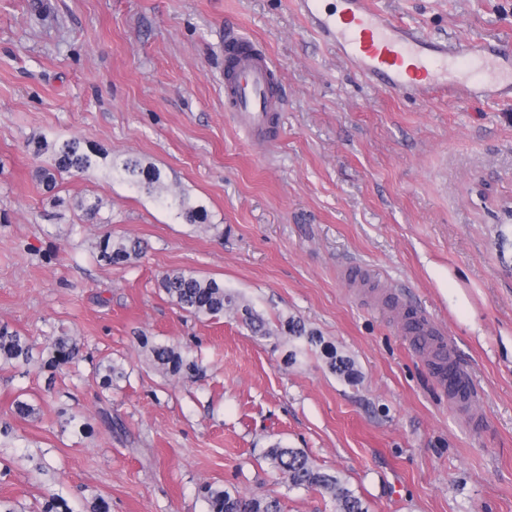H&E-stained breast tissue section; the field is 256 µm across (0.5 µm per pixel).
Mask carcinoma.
<instances>
[{
  "instance_id": "carcinoma-1",
  "label": "carcinoma",
  "mask_w": 512,
  "mask_h": 512,
  "mask_svg": "<svg viewBox=\"0 0 512 512\" xmlns=\"http://www.w3.org/2000/svg\"><path fill=\"white\" fill-rule=\"evenodd\" d=\"M103 153L94 148H85L81 142L72 139L54 146V164L41 171V179L46 189L52 191L57 186V175L61 173H82L97 163ZM115 177L130 187L143 189L156 195L157 201L164 207L176 212V216L189 224H199L206 220L203 206L193 205L182 194L168 189L161 171L146 167L139 160L127 158L112 164ZM142 253V245L135 239L110 236L103 238L97 245L99 260L112 266H126ZM159 287L180 309L191 316L215 317L224 311L234 309L241 313L242 319L255 331L268 334L264 319L252 307L241 304L238 298L224 288V282L210 277H198L192 273L168 272L162 276ZM285 332L294 340H302L309 346H316L321 339L305 330L293 321H285ZM142 348L149 353L153 365L162 373L192 381L201 373L198 361L191 356V349L181 343H158L147 336L138 337ZM80 346L67 335L51 336L48 343L37 350L29 337L17 330L0 327V368L35 367L39 372L49 373L54 380L63 368L80 358ZM328 366L332 372L347 379L355 376L353 362L327 351ZM95 375L100 379L104 390L127 378V372L120 364L109 361L99 365ZM12 415L21 420L35 412L28 401L15 397L10 406ZM14 428L6 423L0 426V461L9 452L16 449ZM265 458L271 467L288 480V488L305 489L326 493L336 506V512H368L363 500L349 488L338 476L322 471L300 448H289L279 443L265 451ZM59 478H53L42 495L37 512H73L67 500L60 495L56 486ZM199 495L207 504V512H281L280 501L269 497H243L224 488L204 484L198 489Z\"/></svg>"
}]
</instances>
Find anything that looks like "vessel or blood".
<instances>
[{
	"label": "vessel or blood",
	"instance_id": "b4317fda",
	"mask_svg": "<svg viewBox=\"0 0 512 512\" xmlns=\"http://www.w3.org/2000/svg\"><path fill=\"white\" fill-rule=\"evenodd\" d=\"M323 2L294 0L323 41L339 48L351 67L386 91L405 90L420 101L448 93L473 100L512 91V52L499 45L426 38L375 10L370 0H337L330 12ZM225 42L236 79L224 88V110L257 149H266L278 137L276 121L282 110L274 68L237 30H228ZM402 329L413 340L429 338L436 353L433 369L449 398L462 407L480 398L470 374L451 359L442 326L425 311L411 310L402 319Z\"/></svg>",
	"mask_w": 512,
	"mask_h": 512
}]
</instances>
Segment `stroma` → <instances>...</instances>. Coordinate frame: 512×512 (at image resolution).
Wrapping results in <instances>:
<instances>
[{
    "instance_id": "1",
    "label": "stroma",
    "mask_w": 512,
    "mask_h": 512,
    "mask_svg": "<svg viewBox=\"0 0 512 512\" xmlns=\"http://www.w3.org/2000/svg\"><path fill=\"white\" fill-rule=\"evenodd\" d=\"M435 39L512 45V0H371ZM266 51L283 97L268 155L224 112V29ZM76 138L106 163L72 177L52 207L36 137ZM128 157L159 169L208 213L184 223L113 175ZM99 198L96 215L78 202ZM141 241L123 267L103 236ZM363 267L365 280L346 277ZM171 271L223 281L263 316L197 319L158 288ZM417 304L447 331L483 393L479 423L449 404L431 361L405 336ZM321 343L289 365L280 330ZM0 325L44 343L74 336L78 372L54 381L0 370V424L20 455L0 495L29 507L44 453L73 504L111 512H205L197 487L279 498L283 512H334L289 488L263 458L279 443L339 475L369 512H512V97L422 102L372 85L325 43L293 0H0ZM189 345L196 382L163 375L138 333ZM353 360L333 373L325 348ZM103 359L129 374L102 390ZM39 408L13 420L18 395ZM69 408L93 432L58 416ZM110 412L121 431L105 427Z\"/></svg>"
}]
</instances>
